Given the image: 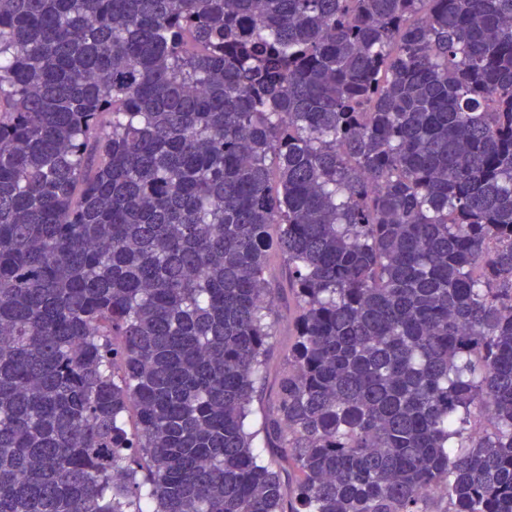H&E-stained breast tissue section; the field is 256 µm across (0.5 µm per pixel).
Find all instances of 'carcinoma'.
Returning a JSON list of instances; mask_svg holds the SVG:
<instances>
[{
    "label": "carcinoma",
    "instance_id": "cac0c4a2",
    "mask_svg": "<svg viewBox=\"0 0 512 512\" xmlns=\"http://www.w3.org/2000/svg\"><path fill=\"white\" fill-rule=\"evenodd\" d=\"M0 512H512V0H0ZM275 337L271 340V356L269 371L265 379L262 392V402L267 403L270 398L272 385L278 374L288 367V321L286 318L276 317L274 326Z\"/></svg>",
    "mask_w": 512,
    "mask_h": 512
}]
</instances>
